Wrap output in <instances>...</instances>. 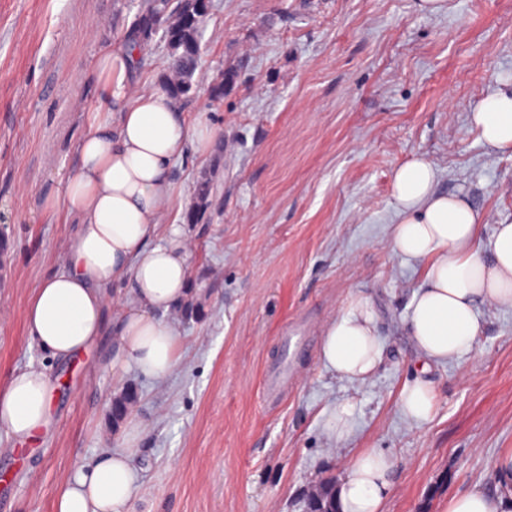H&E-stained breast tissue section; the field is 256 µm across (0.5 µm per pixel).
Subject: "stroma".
Instances as JSON below:
<instances>
[{
	"mask_svg": "<svg viewBox=\"0 0 512 512\" xmlns=\"http://www.w3.org/2000/svg\"><path fill=\"white\" fill-rule=\"evenodd\" d=\"M133 0H0V385L28 366L59 380L49 424L24 449L0 433V512H54L62 478L121 444L111 407L135 389L147 427L131 512H305L348 459L391 454L384 512H441L449 497L489 488L512 448V309L488 308L456 361L433 367L432 419L399 407L415 376L407 306L426 261L395 254V169L414 156L441 191L481 216V243L512 222V151L480 141L470 115L512 77V0H212L201 26L198 93L209 152L174 166L162 221L184 222L199 181L213 193L189 226L191 311L171 318L181 360L165 380L112 375V336L70 362L27 336L25 308L62 269L77 227L48 208L77 167L94 62L133 26ZM167 50L145 42L134 92L159 88ZM224 98L206 90L218 74ZM354 295L370 297L382 362L365 382L319 362L324 327ZM346 402L354 430L329 438L324 409Z\"/></svg>",
	"mask_w": 512,
	"mask_h": 512,
	"instance_id": "1",
	"label": "stroma"
}]
</instances>
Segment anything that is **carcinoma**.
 Returning <instances> with one entry per match:
<instances>
[{"mask_svg": "<svg viewBox=\"0 0 512 512\" xmlns=\"http://www.w3.org/2000/svg\"><path fill=\"white\" fill-rule=\"evenodd\" d=\"M136 21L131 29L137 41L142 42L160 34L167 54L168 73L162 77L164 90L181 100L194 90L193 76L202 59L200 25L211 8L210 0H138ZM209 187H198V203L185 214L189 224L204 220ZM307 512H336L334 488L325 482L306 504Z\"/></svg>", "mask_w": 512, "mask_h": 512, "instance_id": "1", "label": "carcinoma"}]
</instances>
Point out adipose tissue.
Returning a JSON list of instances; mask_svg holds the SVG:
<instances>
[{"label":"adipose tissue","mask_w":512,"mask_h":512,"mask_svg":"<svg viewBox=\"0 0 512 512\" xmlns=\"http://www.w3.org/2000/svg\"><path fill=\"white\" fill-rule=\"evenodd\" d=\"M138 49L105 45L95 59L99 105L77 144L79 165L62 196L49 206L77 224L60 272L36 288L24 313L30 339L66 362L111 328L112 368L162 380L177 367L179 332L167 315L189 291L190 253L183 225L161 227L175 160L187 145L206 151L205 120L188 124L165 91L132 92ZM482 141L512 148V81L504 79L470 116ZM438 172L425 157L399 166L392 179L398 221L395 253L427 262L424 282L406 318L419 354L420 373L400 392L404 418L428 422L435 393L427 373L470 350L481 334L483 310L512 308V223L497 225L489 249L478 245L480 216L461 196L437 189ZM115 307L106 320L107 307ZM382 358L371 303L351 297L322 335L319 359L339 378L363 382ZM56 380L44 369L13 373L0 386V430L21 442L46 425ZM144 431L128 419L122 445L97 462L64 476L54 512H130L138 488L135 458ZM493 491L452 497L443 512H512V448L494 459ZM396 477L393 458L366 451L348 464L336 488L339 512H383Z\"/></svg>","instance_id":"1"}]
</instances>
